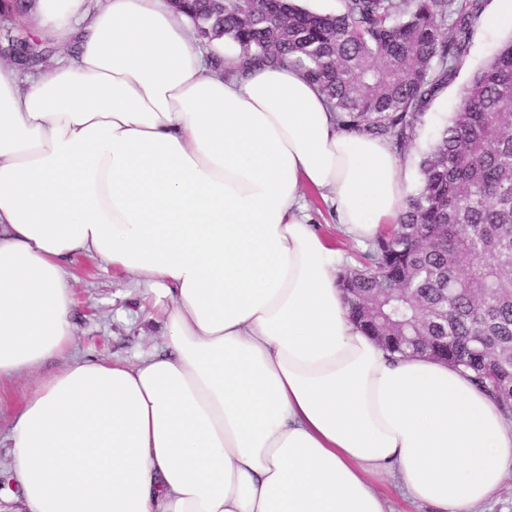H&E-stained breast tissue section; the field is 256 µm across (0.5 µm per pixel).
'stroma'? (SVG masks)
Returning <instances> with one entry per match:
<instances>
[{
	"instance_id": "stroma-1",
	"label": "stroma",
	"mask_w": 512,
	"mask_h": 512,
	"mask_svg": "<svg viewBox=\"0 0 512 512\" xmlns=\"http://www.w3.org/2000/svg\"><path fill=\"white\" fill-rule=\"evenodd\" d=\"M510 38L512 25L508 23L476 29L470 50L455 78L432 101L417 125L412 143L399 157L401 174L409 191L419 188L421 160L456 111L462 89ZM307 200L313 224L341 252L343 267L360 266L369 251V243L347 237L341 230L334 206L319 193L308 192ZM71 271L77 277L72 352L78 359L130 361L139 351L159 343L163 317L160 312L144 309L141 291L130 278L105 271L90 255L78 257ZM60 365V359L50 360L38 370L0 388V481L9 484L14 481L10 447L16 407Z\"/></svg>"
}]
</instances>
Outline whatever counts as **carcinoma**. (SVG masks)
<instances>
[{
	"mask_svg": "<svg viewBox=\"0 0 512 512\" xmlns=\"http://www.w3.org/2000/svg\"><path fill=\"white\" fill-rule=\"evenodd\" d=\"M485 0H181L198 35L286 62L317 85L349 132L402 154L453 80ZM423 182L366 263L339 275L351 321L383 349L427 353L472 374L512 415V39L463 88L421 161Z\"/></svg>",
	"mask_w": 512,
	"mask_h": 512,
	"instance_id": "cac0c4a2",
	"label": "carcinoma"
}]
</instances>
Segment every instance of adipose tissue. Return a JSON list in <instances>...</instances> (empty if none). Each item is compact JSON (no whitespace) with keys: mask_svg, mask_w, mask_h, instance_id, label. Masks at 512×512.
Masks as SVG:
<instances>
[{"mask_svg":"<svg viewBox=\"0 0 512 512\" xmlns=\"http://www.w3.org/2000/svg\"><path fill=\"white\" fill-rule=\"evenodd\" d=\"M21 21L64 54L46 75L0 63V381L69 349L76 255L164 312L162 349L72 361L19 404L30 512H390L391 472L435 512H479L512 425L350 321L305 201L375 239L407 193L389 144L170 0H25Z\"/></svg>","mask_w":512,"mask_h":512,"instance_id":"adipose-tissue-1","label":"adipose tissue"}]
</instances>
